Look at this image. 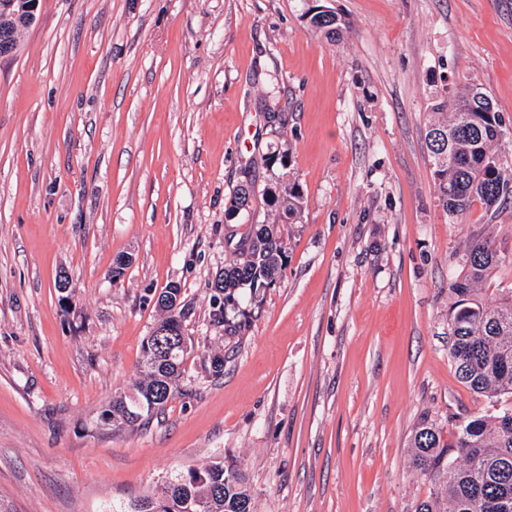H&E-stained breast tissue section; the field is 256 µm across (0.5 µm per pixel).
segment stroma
Returning <instances> with one entry per match:
<instances>
[{"mask_svg": "<svg viewBox=\"0 0 512 512\" xmlns=\"http://www.w3.org/2000/svg\"><path fill=\"white\" fill-rule=\"evenodd\" d=\"M329 5L335 42L307 0H39L0 57V512H134L218 457L241 463L255 512H412L431 491L416 427L448 438L512 405L448 355L470 237L501 247L482 296H512V201L453 223L425 145L431 105L470 83L512 127V0ZM281 180L305 200L281 227L287 264L225 335V207L249 181L243 222L274 223L263 190ZM172 284L181 394L95 428L133 394ZM329 7L323 5L320 9L314 11H330ZM309 25L321 32L324 33V35L327 38H336L340 34V29L342 27V19L338 17V15L332 11V12H322V13H315L310 16Z\"/></svg>", "mask_w": 512, "mask_h": 512, "instance_id": "35a3bbf8", "label": "stroma"}]
</instances>
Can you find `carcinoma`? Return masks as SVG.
<instances>
[{"mask_svg":"<svg viewBox=\"0 0 512 512\" xmlns=\"http://www.w3.org/2000/svg\"><path fill=\"white\" fill-rule=\"evenodd\" d=\"M309 25L328 38L339 36L342 19L335 12L310 14ZM490 96L478 84L461 87L451 115L430 123L426 147L433 165L438 198L449 216L462 220L479 203L490 211L512 197V172L502 165L512 152V134ZM252 186L243 183L229 200L226 214L237 215ZM267 205L279 215L295 220L305 200L296 184H277L264 189ZM235 259L224 266V287L217 289L218 321L224 332L240 334L247 315L239 311L240 290L255 294L276 282L288 256L275 224H249L244 233L232 229L225 237ZM501 250L495 239H470L464 252V276L449 285L455 301L448 311L452 325L449 356L458 379L475 393L512 394V302H489L480 294L481 283L499 263ZM183 311H166L159 326L177 331V348L164 351L148 337L142 348L140 378L132 395L112 397L98 419L101 425L131 427L151 418L180 392L181 366L188 352L183 334ZM474 417L455 425V440L421 423L411 441L413 464L429 479L433 491L414 505L413 512H487L484 504L504 495L512 500V429L501 417ZM172 502L165 512H254L252 497L240 465L232 458L211 462L202 470H190L170 483L160 497Z\"/></svg>","mask_w":512,"mask_h":512,"instance_id":"obj_1","label":"carcinoma"}]
</instances>
